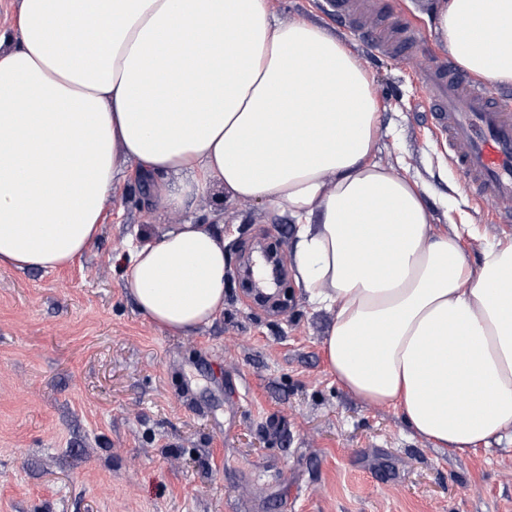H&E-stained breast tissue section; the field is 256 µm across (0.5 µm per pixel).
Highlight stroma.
Segmentation results:
<instances>
[{"mask_svg": "<svg viewBox=\"0 0 512 512\" xmlns=\"http://www.w3.org/2000/svg\"><path fill=\"white\" fill-rule=\"evenodd\" d=\"M283 20L325 26L359 56L380 108L376 158L418 182L438 231L469 225L465 258L512 243L506 204L469 198L448 160L420 75L448 57L426 0H376L366 25H417L421 51L373 55L324 0H270ZM223 223L224 314L190 335L138 311L122 279L130 245L179 213L149 207L141 182L113 189L91 248L73 266H0V512H512V446L460 457L415 434L401 412L346 391L328 369L330 313L293 275L278 313L253 302L248 251L290 262L296 226L213 189L190 210Z\"/></svg>", "mask_w": 512, "mask_h": 512, "instance_id": "stroma-1", "label": "stroma"}]
</instances>
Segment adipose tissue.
I'll return each mask as SVG.
<instances>
[{
    "label": "adipose tissue",
    "instance_id": "adipose-tissue-1",
    "mask_svg": "<svg viewBox=\"0 0 512 512\" xmlns=\"http://www.w3.org/2000/svg\"><path fill=\"white\" fill-rule=\"evenodd\" d=\"M468 73L512 85V0H432ZM356 54L269 0H19L0 32V265L55 271L95 242L113 183L166 211L223 189L298 226L291 269L332 312L324 353L362 399L435 447L512 439V244L478 267L432 229L424 191L375 158ZM224 241L185 222L135 247L124 286L175 334L224 312Z\"/></svg>",
    "mask_w": 512,
    "mask_h": 512
}]
</instances>
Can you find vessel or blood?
Returning <instances> with one entry per match:
<instances>
[{
  "label": "vessel or blood",
  "mask_w": 512,
  "mask_h": 512,
  "mask_svg": "<svg viewBox=\"0 0 512 512\" xmlns=\"http://www.w3.org/2000/svg\"><path fill=\"white\" fill-rule=\"evenodd\" d=\"M371 53L392 48L389 35L361 23L359 0H327ZM422 83L434 118L448 138V156L467 193L512 201V104L497 101L488 85L446 66L425 73Z\"/></svg>",
  "instance_id": "vessel-or-blood-1"
}]
</instances>
